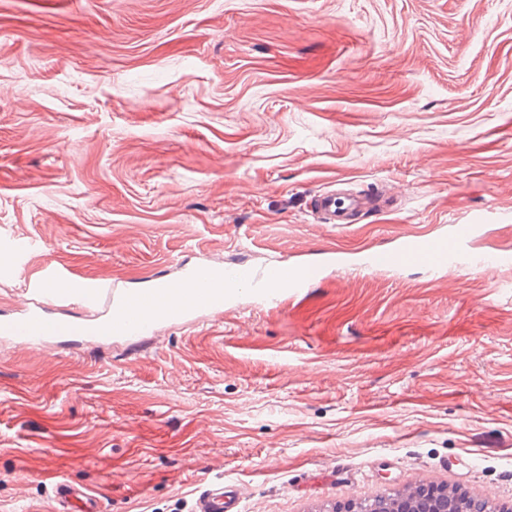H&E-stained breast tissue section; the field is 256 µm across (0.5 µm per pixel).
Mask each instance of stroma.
I'll return each mask as SVG.
<instances>
[{"label": "stroma", "mask_w": 512, "mask_h": 512, "mask_svg": "<svg viewBox=\"0 0 512 512\" xmlns=\"http://www.w3.org/2000/svg\"><path fill=\"white\" fill-rule=\"evenodd\" d=\"M470 223L512 254V0H0L1 318L44 268H323L105 349L0 341V512H46L50 470L112 512L216 479L242 512L512 507V268L362 266ZM377 204H372L367 206L364 202L357 198H350L349 204L347 207H337L336 206V196H324L320 199V207L332 215L333 223L332 224H348L349 217L354 213L363 210L367 207H374ZM399 497V493H393L366 498L358 503V512H386L383 509ZM455 497V494L448 492L447 487L418 486L401 496L399 501L387 509V512H427L431 506H435V499L446 501L448 498Z\"/></svg>", "instance_id": "1"}]
</instances>
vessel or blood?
Returning <instances> with one entry per match:
<instances>
[{"label": "vessel or blood", "mask_w": 512, "mask_h": 512, "mask_svg": "<svg viewBox=\"0 0 512 512\" xmlns=\"http://www.w3.org/2000/svg\"><path fill=\"white\" fill-rule=\"evenodd\" d=\"M321 208L332 215L334 223H348L350 216L364 209L359 199H350L347 207H339L335 196L320 200ZM479 227L475 224H453L447 236L429 237L404 242L394 250H370L363 256L365 269L420 266L435 273L443 268L458 270L497 269L512 265V256L493 254L477 257L470 243ZM318 270L312 265L290 269L275 262L262 269L239 264L229 267L198 264L183 268L178 279L160 276L131 298L108 281L60 272L39 275L32 282L34 299L7 320H0V339L22 348H53L69 337L90 343L108 344L113 337L152 335L159 322L154 314L153 298L161 293L174 302L170 319H183L199 313L212 315L224 311V291L228 288H250L259 291L263 301H277L280 294H300L312 287ZM238 506L235 494L217 481L196 499L193 512H234ZM50 512H103L95 491L59 480L54 484Z\"/></svg>", "instance_id": "b4317fda"}]
</instances>
